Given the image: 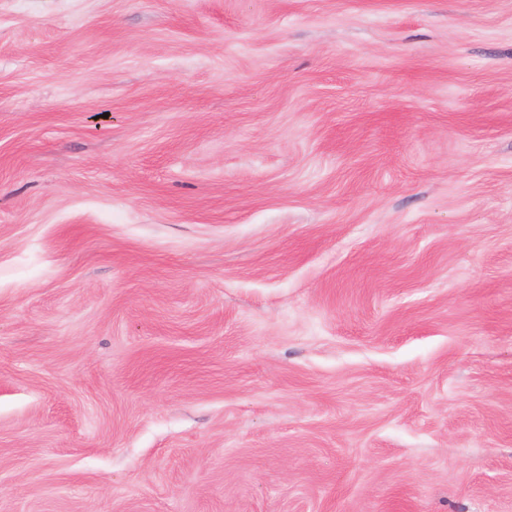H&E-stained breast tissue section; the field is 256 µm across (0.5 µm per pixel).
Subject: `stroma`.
I'll list each match as a JSON object with an SVG mask.
<instances>
[{"label":"stroma","mask_w":512,"mask_h":512,"mask_svg":"<svg viewBox=\"0 0 512 512\" xmlns=\"http://www.w3.org/2000/svg\"><path fill=\"white\" fill-rule=\"evenodd\" d=\"M0 512H512V0H0Z\"/></svg>","instance_id":"obj_1"}]
</instances>
